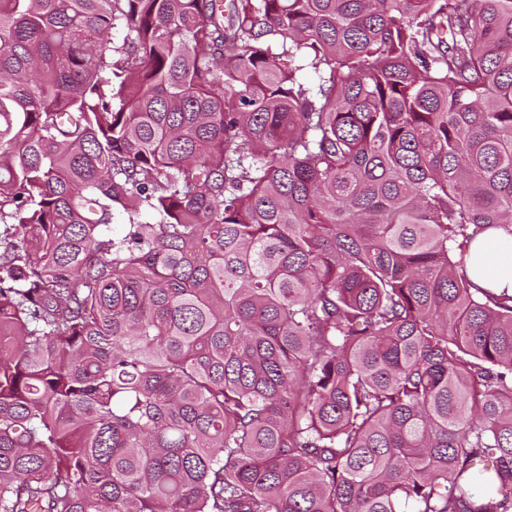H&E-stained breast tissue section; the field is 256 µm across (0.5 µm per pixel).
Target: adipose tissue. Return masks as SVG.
<instances>
[{
	"instance_id": "adipose-tissue-1",
	"label": "adipose tissue",
	"mask_w": 512,
	"mask_h": 512,
	"mask_svg": "<svg viewBox=\"0 0 512 512\" xmlns=\"http://www.w3.org/2000/svg\"><path fill=\"white\" fill-rule=\"evenodd\" d=\"M467 270L473 281L494 294H512V230L490 227L472 242Z\"/></svg>"
}]
</instances>
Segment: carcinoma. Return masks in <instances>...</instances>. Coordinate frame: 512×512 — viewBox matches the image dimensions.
I'll list each match as a JSON object with an SVG mask.
<instances>
[{"label":"carcinoma","instance_id":"1","mask_svg":"<svg viewBox=\"0 0 512 512\" xmlns=\"http://www.w3.org/2000/svg\"><path fill=\"white\" fill-rule=\"evenodd\" d=\"M496 224L512 0H0V512H512ZM512 225L489 227L472 242L467 270L473 281L494 294H512Z\"/></svg>","mask_w":512,"mask_h":512}]
</instances>
